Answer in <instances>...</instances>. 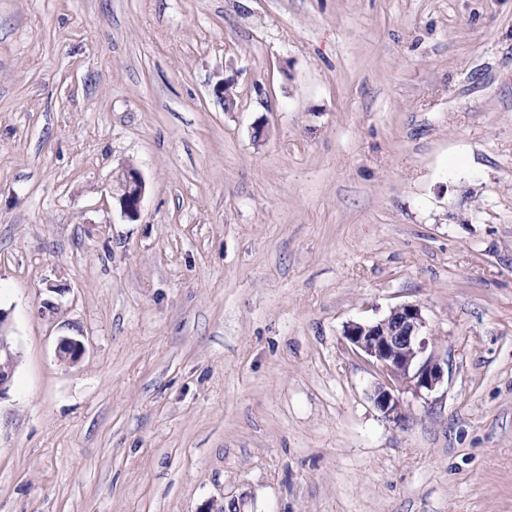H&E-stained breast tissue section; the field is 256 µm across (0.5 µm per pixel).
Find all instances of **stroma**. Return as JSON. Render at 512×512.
I'll return each mask as SVG.
<instances>
[{"label":"stroma","instance_id":"obj_1","mask_svg":"<svg viewBox=\"0 0 512 512\" xmlns=\"http://www.w3.org/2000/svg\"><path fill=\"white\" fill-rule=\"evenodd\" d=\"M0 309V512H512V0H0ZM120 195L118 197L124 215L130 220L139 217L142 200L145 194V182L140 170L126 164L118 176ZM425 327L421 306L405 303L376 322H352L344 328L354 351L365 356L378 376L369 396L388 421L404 420L402 393L420 396L432 392L444 380L441 360L433 353L426 356L430 336L424 334ZM8 315L0 309V398L9 389L16 365V356L8 342Z\"/></svg>","mask_w":512,"mask_h":512}]
</instances>
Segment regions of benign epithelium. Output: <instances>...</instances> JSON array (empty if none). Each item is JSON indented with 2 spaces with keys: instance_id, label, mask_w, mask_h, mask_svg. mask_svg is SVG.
<instances>
[{
  "instance_id": "1",
  "label": "benign epithelium",
  "mask_w": 512,
  "mask_h": 512,
  "mask_svg": "<svg viewBox=\"0 0 512 512\" xmlns=\"http://www.w3.org/2000/svg\"><path fill=\"white\" fill-rule=\"evenodd\" d=\"M119 202L124 215L139 217L145 194L140 170L125 165L118 176ZM8 315L0 310V398L9 389L16 365V356L7 338ZM426 319L418 304L405 303L390 309L382 319L372 323L352 322L345 326L344 336L357 353L375 370L378 380L370 390V400L382 416L395 423L405 418L401 394L420 396L441 385L445 370L434 354H426L430 336L424 334ZM83 354L80 340L67 337L59 344V357L77 361Z\"/></svg>"
}]
</instances>
